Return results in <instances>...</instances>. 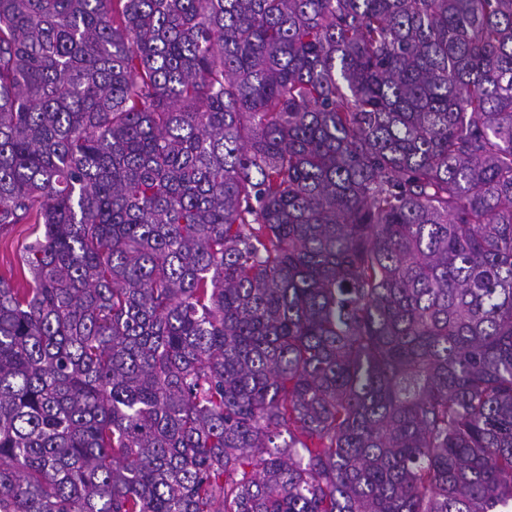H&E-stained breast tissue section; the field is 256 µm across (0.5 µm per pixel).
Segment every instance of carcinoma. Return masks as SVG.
I'll use <instances>...</instances> for the list:
<instances>
[{
  "mask_svg": "<svg viewBox=\"0 0 512 512\" xmlns=\"http://www.w3.org/2000/svg\"><path fill=\"white\" fill-rule=\"evenodd\" d=\"M6 224L0 512L512 506V0H0ZM30 224H10L0 231V275L12 280L16 288H29V275L21 255L30 241Z\"/></svg>",
  "mask_w": 512,
  "mask_h": 512,
  "instance_id": "cac0c4a2",
  "label": "carcinoma"
}]
</instances>
